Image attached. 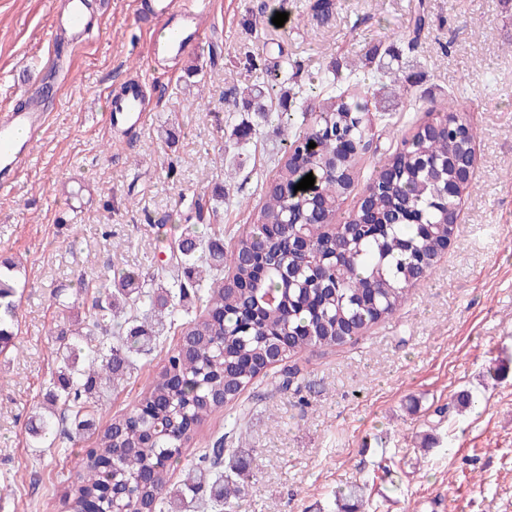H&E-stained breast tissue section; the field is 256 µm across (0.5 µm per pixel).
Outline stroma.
Returning a JSON list of instances; mask_svg holds the SVG:
<instances>
[{
  "label": "stroma",
  "instance_id": "1",
  "mask_svg": "<svg viewBox=\"0 0 512 512\" xmlns=\"http://www.w3.org/2000/svg\"><path fill=\"white\" fill-rule=\"evenodd\" d=\"M314 2L214 0L206 40L164 71L147 64L134 0H108L80 45L51 33L59 0H0V114L30 82L61 88L25 175L0 189V260L18 266L17 334L0 354V512H66L67 480L95 442L68 421L48 447H31L25 433L55 379L53 328L92 315L112 271L153 275L175 264L192 204L216 184L225 255L253 224L292 131L261 123L243 169L225 174L242 90L284 58L300 64L303 84L374 47L393 50L408 86L359 71L341 81L366 100L373 127L342 208L356 206L380 154L453 98L476 152L455 237L405 305L365 337L284 359L208 416L170 485L182 488L220 440L225 465L249 463L238 512H333V491L355 485L369 512H512V55L503 52L512 0H334L325 24ZM282 5L288 19L278 27ZM135 78L154 110L142 129L109 133L107 99ZM59 294L68 308L57 307ZM180 339L167 326L144 344L131 374L102 393L97 427L134 409ZM466 391L481 408L460 405ZM241 412L238 438L226 423Z\"/></svg>",
  "mask_w": 512,
  "mask_h": 512
}]
</instances>
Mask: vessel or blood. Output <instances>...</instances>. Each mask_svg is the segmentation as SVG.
Listing matches in <instances>:
<instances>
[{
	"label": "vessel or blood",
	"mask_w": 512,
	"mask_h": 512,
	"mask_svg": "<svg viewBox=\"0 0 512 512\" xmlns=\"http://www.w3.org/2000/svg\"><path fill=\"white\" fill-rule=\"evenodd\" d=\"M91 9L90 0H60L53 15L55 31L86 35L94 26ZM211 9L212 0H137L134 19L148 36L149 62L156 66L178 62L203 41L206 31L201 19ZM43 97V86L29 88L24 104L0 119V186L17 178L27 166L35 146L34 133L49 118ZM152 109L146 87L133 82L118 98L108 101L105 122L110 128H136L145 123Z\"/></svg>",
	"instance_id": "vessel-or-blood-1"
}]
</instances>
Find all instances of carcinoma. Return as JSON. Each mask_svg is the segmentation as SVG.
<instances>
[{
  "label": "carcinoma",
  "instance_id": "1",
  "mask_svg": "<svg viewBox=\"0 0 512 512\" xmlns=\"http://www.w3.org/2000/svg\"><path fill=\"white\" fill-rule=\"evenodd\" d=\"M361 68L392 74L378 48L360 59ZM294 80L284 61L265 69L243 91L246 104L268 121L305 126L289 143L265 202L233 254V274L224 282L220 227L201 233L188 224L179 238L176 266L162 279L116 271L89 320L57 333V377L46 407L30 418L26 433L36 445L57 429L56 408L88 426L97 393L124 379L135 365L139 339L155 333L154 322L182 326V339L168 350L156 382L141 391L138 405L115 418L88 449L83 470L67 486L68 512H173L182 495L170 489L169 472L181 448L213 412L237 400L267 373L271 351L281 358L320 347L340 346L393 316L407 301L409 286L431 272L442 247L453 239V213L460 195H448L456 167L472 153V129L448 111L419 126L378 162L362 213L341 211L354 185L357 164L371 137L365 106L336 93L335 70L309 80L314 112H272L260 101ZM231 136L242 149L252 138L243 120ZM315 142L317 150L308 148ZM315 171L312 191H294L305 171ZM303 233L309 248L295 253L289 236ZM16 266L0 262V353L14 335ZM193 298L201 314L190 317ZM133 312L114 321L115 313ZM221 441L187 473L202 470L217 482L212 507L231 512L243 484L224 474ZM363 489L336 491L339 512H354Z\"/></svg>",
  "mask_w": 512,
  "mask_h": 512
}]
</instances>
